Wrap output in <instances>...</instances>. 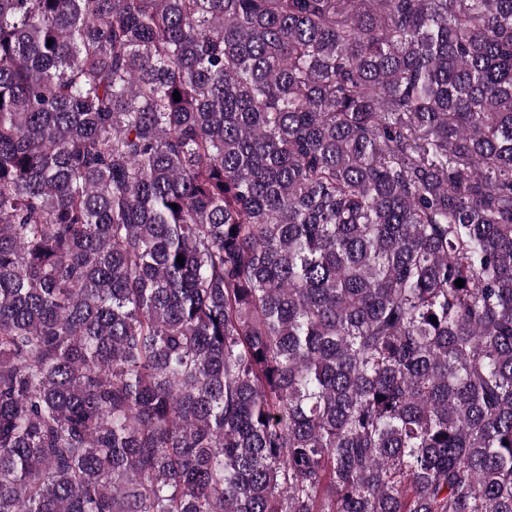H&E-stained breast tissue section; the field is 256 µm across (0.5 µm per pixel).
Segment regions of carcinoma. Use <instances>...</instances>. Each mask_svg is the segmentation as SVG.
Listing matches in <instances>:
<instances>
[{
	"label": "carcinoma",
	"mask_w": 512,
	"mask_h": 512,
	"mask_svg": "<svg viewBox=\"0 0 512 512\" xmlns=\"http://www.w3.org/2000/svg\"><path fill=\"white\" fill-rule=\"evenodd\" d=\"M0 512H512V0H0Z\"/></svg>",
	"instance_id": "1"
}]
</instances>
